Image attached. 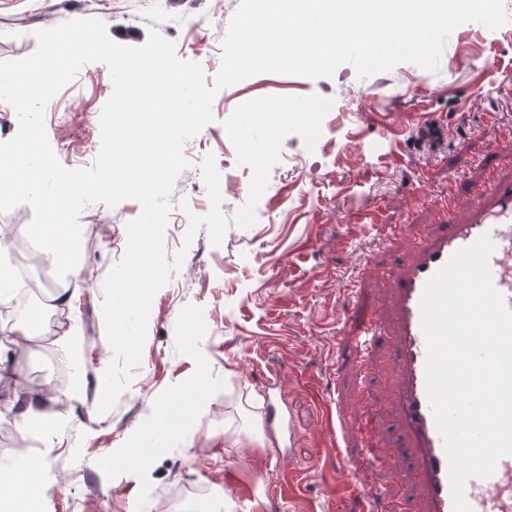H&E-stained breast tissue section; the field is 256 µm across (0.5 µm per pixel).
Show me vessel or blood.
Returning a JSON list of instances; mask_svg holds the SVG:
<instances>
[{"mask_svg":"<svg viewBox=\"0 0 512 512\" xmlns=\"http://www.w3.org/2000/svg\"><path fill=\"white\" fill-rule=\"evenodd\" d=\"M483 192L489 205L477 210L469 223L459 224L455 215L460 195L449 188L438 208L439 231L411 250L384 311L368 312L353 324L352 362L362 373L373 370L374 349L386 334L394 336L397 408L410 441L405 454L422 489L425 512H453V503L449 462L426 393V339L420 311L424 286L455 251L487 234L495 245L489 260L493 285L512 310V181L488 173ZM465 494L473 512H512V455L499 459L491 477L470 478Z\"/></svg>","mask_w":512,"mask_h":512,"instance_id":"b4317fda","label":"vessel or blood"}]
</instances>
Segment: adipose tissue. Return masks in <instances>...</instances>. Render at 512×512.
Segmentation results:
<instances>
[{
	"instance_id": "1",
	"label": "adipose tissue",
	"mask_w": 512,
	"mask_h": 512,
	"mask_svg": "<svg viewBox=\"0 0 512 512\" xmlns=\"http://www.w3.org/2000/svg\"><path fill=\"white\" fill-rule=\"evenodd\" d=\"M46 220L41 224H20L19 235L36 239L56 267L72 277L81 268L75 260L77 232L73 225L62 223L53 199L42 202ZM63 429L61 419L45 416L38 406H29L18 423L19 447L7 449V456L17 461L15 470L0 474V512H44V482L47 464L40 454L27 451L32 437L51 440Z\"/></svg>"
}]
</instances>
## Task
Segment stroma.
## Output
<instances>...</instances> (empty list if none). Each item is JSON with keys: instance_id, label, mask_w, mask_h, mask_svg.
Masks as SVG:
<instances>
[{"instance_id": "35a3bbf8", "label": "stroma", "mask_w": 512, "mask_h": 512, "mask_svg": "<svg viewBox=\"0 0 512 512\" xmlns=\"http://www.w3.org/2000/svg\"><path fill=\"white\" fill-rule=\"evenodd\" d=\"M240 0H0V60L32 54L35 31L97 18L126 45L150 29L173 40L181 59L215 70L220 42ZM512 23L489 30L459 26L439 69L411 63L359 78L352 66L330 78L260 74L220 90L213 122L185 145L194 158L214 154L223 176L222 210L230 228L221 245L199 230L181 270L154 296L141 363L107 414L96 412L101 377L112 359L101 312L102 282L122 257L126 224L140 213L127 200L81 215L83 273L73 278L49 259L32 265L48 284L37 303L52 344L15 359L0 379V449L16 447L17 419L39 402L66 425L59 438L36 443L47 462V512H357L370 474H349L331 444L335 417L356 419L358 375L336 366L346 339L338 331L357 301L343 294L362 276L361 301L383 297L384 271L404 257L408 237L439 229L434 210L449 179L463 186L496 167L512 179ZM112 93L104 64L86 65L45 109L44 124L65 168L90 166L100 147V114ZM334 100L329 112H299L252 125L257 102ZM254 131L265 154L263 193H252L253 154L231 133ZM72 304H55L56 294ZM78 318L81 359L58 338ZM390 345L376 352L369 383L373 433L383 447L405 439L394 407ZM282 367L285 422L267 419L264 382ZM81 399H65L74 383ZM198 395L201 407L179 434L161 433L150 466L126 465L162 401ZM336 396L340 410L323 406Z\"/></svg>"}]
</instances>
